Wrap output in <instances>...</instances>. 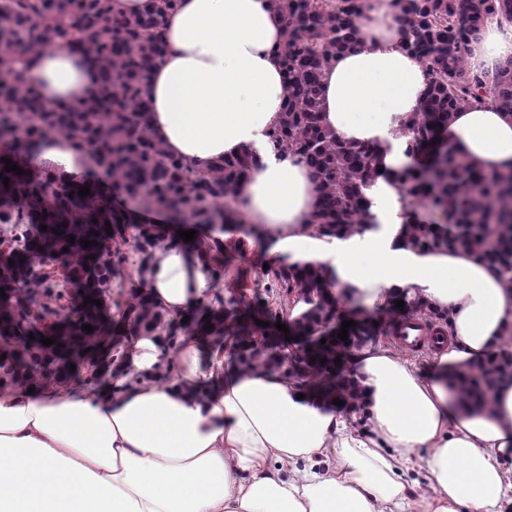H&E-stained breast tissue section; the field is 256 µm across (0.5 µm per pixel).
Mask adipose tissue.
<instances>
[{
  "mask_svg": "<svg viewBox=\"0 0 512 512\" xmlns=\"http://www.w3.org/2000/svg\"><path fill=\"white\" fill-rule=\"evenodd\" d=\"M398 0H369L360 45L336 54L322 80L324 124L345 141L375 143L383 170L412 164L400 128L417 112L426 70L403 48ZM145 95L151 130L192 169L244 151L252 174L235 203L268 260L313 267L337 311L418 300L447 318L450 341L427 371L382 346L351 358L363 426L305 391L285 356L228 360L196 333L164 353L160 327L124 336L112 384L66 391L63 378L0 377V512H406L405 474L425 465L419 512H504L512 504V373L488 398L467 373L512 342V283L463 249L414 248L396 189L373 188L377 223L333 237L311 218L318 187L299 156L267 145L281 117L283 23L270 0H179ZM512 56V24L491 22L471 62ZM51 105L95 98L99 71L60 40L26 59ZM449 147L486 171L512 169V116L493 106L455 112ZM44 174L75 182L94 163L58 134L32 149ZM204 257L161 241L137 273L132 303L167 321L210 306L218 290ZM426 461H419V452Z\"/></svg>",
  "mask_w": 512,
  "mask_h": 512,
  "instance_id": "obj_1",
  "label": "adipose tissue"
}]
</instances>
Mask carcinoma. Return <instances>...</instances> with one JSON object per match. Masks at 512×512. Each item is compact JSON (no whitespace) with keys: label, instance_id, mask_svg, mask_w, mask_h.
I'll return each instance as SVG.
<instances>
[{"label":"carcinoma","instance_id":"carcinoma-1","mask_svg":"<svg viewBox=\"0 0 512 512\" xmlns=\"http://www.w3.org/2000/svg\"><path fill=\"white\" fill-rule=\"evenodd\" d=\"M398 20L406 29V51L432 75L419 112L401 129L414 152L428 150L423 166L408 167L390 183L407 204L442 216L423 225L414 211L404 212L411 225L412 244L422 250L465 249L498 266L512 280V170L486 172L455 155L441 140L449 117L465 108L491 105L512 115V56L495 69L470 66V45L487 20L512 23V0H399ZM283 19L285 38L280 53L285 71V105L278 124L266 137L270 147L298 154L320 188L312 223L334 236L375 223L370 189L381 176L380 150L374 145L340 141L321 122V87L333 57L359 45L355 19L363 10L358 0H271ZM178 0H149L148 8L129 17L112 9L110 0H0V140L16 141L11 157L43 136L62 134L91 151L95 164L111 179L112 190L138 201L144 210H166L175 223L190 227L238 224L233 208L243 176L253 166L247 153L226 156L203 171L187 167L164 152L150 130L151 112L139 107L151 70L162 49V26ZM52 35L67 36L63 47L88 56L100 75V92L92 100L52 107L44 103L25 75L24 57ZM9 178V185L3 178ZM79 185L52 178L37 180L0 167V224L5 225L10 253L0 255V288L16 297L0 315V332L21 341V366L32 372L47 367L50 356L65 348L82 355L87 348L113 349L97 305L89 303L73 320L39 301L53 296L59 282L40 268L66 266L65 281L102 299L112 277V241L133 240L147 262L159 236L155 226L137 224L112 207L109 192L89 185L90 195H78ZM113 234H108L105 223ZM41 224L47 225L43 232ZM75 242H69L70 236ZM98 245L85 248L81 241ZM68 251H63V248ZM198 248L208 255L205 270L224 276V252L205 240ZM14 264H9V260ZM89 269H84V265ZM276 280L285 293L297 292L307 305L298 318L300 332L326 325L336 310L325 299V285L315 272L284 268ZM55 318L65 335L36 357L38 324ZM90 324V333L82 325ZM35 339H29V335ZM325 364L309 377L316 391L350 406L348 369L335 364L336 347L354 342L328 336L314 341Z\"/></svg>","mask_w":512,"mask_h":512}]
</instances>
